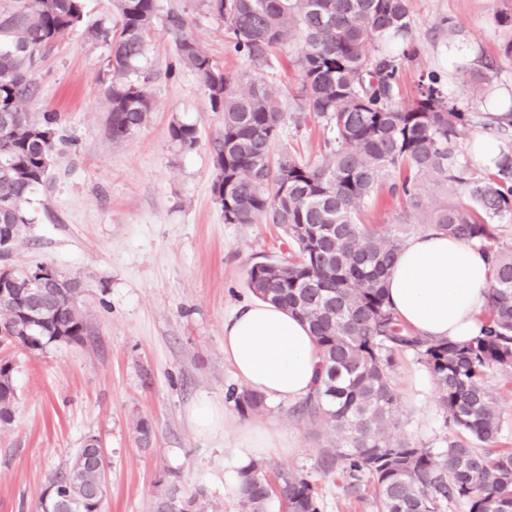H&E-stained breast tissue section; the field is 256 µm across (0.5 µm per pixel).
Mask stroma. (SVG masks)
Listing matches in <instances>:
<instances>
[{"label": "stroma", "mask_w": 512, "mask_h": 512, "mask_svg": "<svg viewBox=\"0 0 512 512\" xmlns=\"http://www.w3.org/2000/svg\"><path fill=\"white\" fill-rule=\"evenodd\" d=\"M177 10L187 31L211 57L241 80L254 68L229 53L224 23L203 0H159ZM512 0H410L418 53L404 63L395 90L412 101L420 78L444 72L452 58L479 54L498 59V93H512V61L502 59L512 27L497 25ZM444 17L458 21L459 38L441 33ZM148 123L122 142L109 129L103 79L109 46L77 29L46 51L36 73L38 90L28 111L61 114L77 141L64 148L47 190L26 206L31 219L8 258L10 265L45 263L84 281L80 307L92 324L84 344L42 350L0 347L16 362L15 418L0 428V512H38L48 474L83 441L97 437L106 454L108 494L104 512H155L171 490L206 494L204 512H239L234 465L236 435L244 426L265 427L278 447L264 460L312 470L326 441L323 430L292 416V403L268 401L266 410L243 415L228 394L239 387L224 358V318L252 297L247 271L255 263L287 256L273 224H228L212 193L214 140L224 115L189 71L171 72L174 44L162 23L148 39ZM196 124L197 146L170 142V123ZM323 123L287 124L281 143L308 161L320 157ZM362 223L398 224L403 239L423 232L413 214L387 188L366 205ZM391 379L399 402V437L441 452L452 437L443 423L434 385L409 355L396 357ZM222 409L224 428L199 432L203 404ZM148 421L155 436L143 445L136 431ZM321 512H377L370 492L346 490L342 472L317 474Z\"/></svg>", "instance_id": "stroma-1"}]
</instances>
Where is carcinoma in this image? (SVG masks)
<instances>
[{
	"label": "carcinoma",
	"instance_id": "carcinoma-1",
	"mask_svg": "<svg viewBox=\"0 0 512 512\" xmlns=\"http://www.w3.org/2000/svg\"><path fill=\"white\" fill-rule=\"evenodd\" d=\"M0 13V249L10 252L16 228L31 223L25 204L48 179L60 147L71 143L61 116L26 109L37 91L39 61L64 33L84 23L85 0H16ZM224 20L231 52L262 70L274 51L296 48L299 88L294 111L324 122L327 137L312 163L284 149L273 152L288 114L280 92L256 77L248 88L224 70L187 33L176 11L163 19L178 68L192 72L212 111L224 113L214 142L213 194L226 224H278L293 252L254 264L248 287L309 325L321 353L314 390L293 415L329 434L317 468L341 469L346 489L370 488L378 512H512V451L491 456L501 435V409L487 389L492 371L512 373V252L495 247L498 223L512 217V144H501L495 170L480 173L464 158L459 130L484 118L486 129L512 125V94L484 97L499 65L481 55L453 61L457 76L480 94L481 116L448 92V80L429 73L409 104L395 95L400 61L417 53L409 0H205ZM119 16L86 27L110 47L105 100L112 140L140 129L153 109L141 80L147 37L158 19V0H117ZM502 116L493 117L491 113ZM169 140L182 149L199 142L197 126L175 120ZM435 178L463 190L467 203L423 218L430 229L463 240L493 265L488 318L465 341L433 339L406 326L391 307L386 279L403 240L395 229L360 223L362 208L388 183L391 195L420 208V181ZM45 265L13 269L15 295L0 298V343L28 350L53 343L82 344L92 326L78 305L82 281L56 274L57 287L34 294ZM40 317H28L29 299ZM410 354L432 378L445 427L478 444L457 441L435 453L394 436L398 399L391 380L394 356ZM16 363L0 358V426L13 422ZM239 411L266 408L251 388L229 393ZM101 449L81 446L51 471L40 512H102L107 497ZM241 512H265L277 499L283 512H320L315 481L299 470L256 460L239 472ZM204 493L172 492L156 512H202Z\"/></svg>",
	"mask_w": 512,
	"mask_h": 512
}]
</instances>
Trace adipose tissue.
<instances>
[{
	"label": "adipose tissue",
	"instance_id": "obj_1",
	"mask_svg": "<svg viewBox=\"0 0 512 512\" xmlns=\"http://www.w3.org/2000/svg\"><path fill=\"white\" fill-rule=\"evenodd\" d=\"M491 273L488 257L476 247L427 230L401 247L387 294L400 320L421 335L465 340L478 333ZM224 357L247 387L284 402L305 398L320 367L308 324L259 299L225 318Z\"/></svg>",
	"mask_w": 512,
	"mask_h": 512
}]
</instances>
